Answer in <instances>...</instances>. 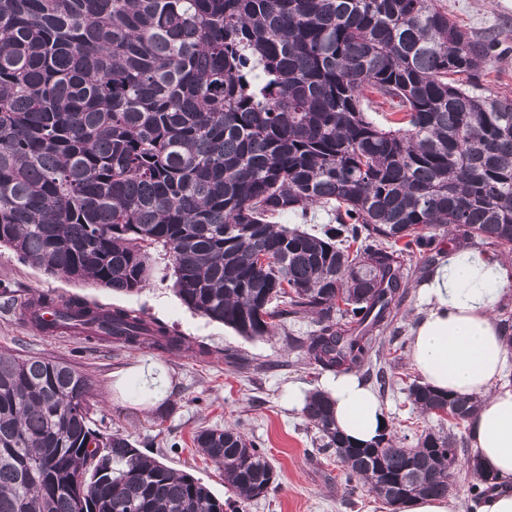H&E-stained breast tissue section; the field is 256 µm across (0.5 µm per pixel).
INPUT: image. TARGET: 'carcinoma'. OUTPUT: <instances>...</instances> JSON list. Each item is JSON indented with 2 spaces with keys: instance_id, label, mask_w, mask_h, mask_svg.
<instances>
[{
  "instance_id": "cac0c4a2",
  "label": "carcinoma",
  "mask_w": 512,
  "mask_h": 512,
  "mask_svg": "<svg viewBox=\"0 0 512 512\" xmlns=\"http://www.w3.org/2000/svg\"><path fill=\"white\" fill-rule=\"evenodd\" d=\"M496 47L436 0H0V245L123 293L160 245L189 309L246 338L310 318L288 348L369 372L408 294L402 251L424 272L446 227L512 254V95L481 92ZM313 207L333 216L321 235L280 223ZM36 302L53 328L191 351L133 310ZM90 393L70 365L0 352V512H224L192 474L91 428ZM409 397L441 422L477 408L418 381ZM303 415L343 449L347 485L389 506L448 495V454L468 451L442 428L355 446L320 392ZM193 442L241 498L273 489L240 427ZM471 461L478 503L500 484Z\"/></svg>"
}]
</instances>
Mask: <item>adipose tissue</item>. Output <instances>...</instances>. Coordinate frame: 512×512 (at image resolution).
I'll use <instances>...</instances> for the list:
<instances>
[{
    "mask_svg": "<svg viewBox=\"0 0 512 512\" xmlns=\"http://www.w3.org/2000/svg\"><path fill=\"white\" fill-rule=\"evenodd\" d=\"M425 308L410 331L408 357L430 387L480 399L468 419L472 446L501 491L476 512H512V341L495 314L512 296V263L489 251L451 250L442 255L420 289ZM323 385L334 403L337 428L352 442H373L388 428L375 390L351 373Z\"/></svg>",
    "mask_w": 512,
    "mask_h": 512,
    "instance_id": "adipose-tissue-1",
    "label": "adipose tissue"
}]
</instances>
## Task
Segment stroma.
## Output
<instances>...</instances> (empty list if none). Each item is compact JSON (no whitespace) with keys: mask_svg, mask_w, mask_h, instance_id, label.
<instances>
[{"mask_svg":"<svg viewBox=\"0 0 512 512\" xmlns=\"http://www.w3.org/2000/svg\"><path fill=\"white\" fill-rule=\"evenodd\" d=\"M463 26L477 33L495 32L499 45L492 91L512 92V0H439ZM156 276L139 291L124 294L85 282L52 276L0 247V289L15 301L40 293L77 296L104 308H127L166 324L174 333L207 346L198 358L148 347L129 348L111 342L86 341L75 334L49 335L19 320L12 307L0 302V350L22 357H46L66 363L91 382L90 425L104 434L129 435L141 452L176 470L192 473L224 501V512H379L380 500L365 489L347 493L344 470L334 450L319 449L318 433L301 409L289 401L293 387L318 390L325 371L289 350L286 334L309 335L311 320L286 324L275 335L248 339L231 328L188 309L176 296L171 262L152 249ZM419 283L410 280L408 295L383 334L385 345L375 359L396 374L394 389L382 400L393 437L415 435L438 421L412 404L407 388L419 373L408 358L410 329L423 310ZM232 350L259 364L254 373L228 371L224 351ZM156 362L166 377V392L155 405L131 394L133 370ZM240 425L245 435L264 448L276 475L267 497L243 500L225 482L224 472L199 454L193 435L199 427Z\"/></svg>","mask_w":512,"mask_h":512,"instance_id":"obj_1","label":"stroma"}]
</instances>
